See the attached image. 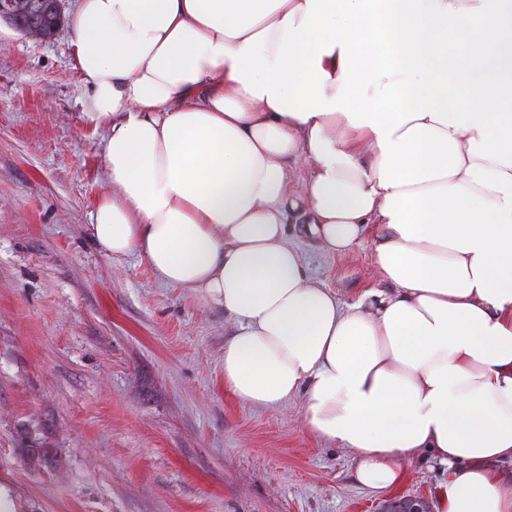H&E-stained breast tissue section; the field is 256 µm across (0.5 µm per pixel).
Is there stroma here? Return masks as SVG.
I'll list each match as a JSON object with an SVG mask.
<instances>
[{"label": "stroma", "mask_w": 512, "mask_h": 512, "mask_svg": "<svg viewBox=\"0 0 512 512\" xmlns=\"http://www.w3.org/2000/svg\"><path fill=\"white\" fill-rule=\"evenodd\" d=\"M72 33L0 19V481L21 512H382L433 500L419 466L395 492L355 479L350 452L224 387L235 326L164 285L138 255L96 246L105 128ZM313 279L345 303L378 287L369 242L326 254L288 227ZM48 456H38V449Z\"/></svg>", "instance_id": "35a3bbf8"}]
</instances>
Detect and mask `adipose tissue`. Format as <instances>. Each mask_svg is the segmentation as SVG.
<instances>
[{
	"mask_svg": "<svg viewBox=\"0 0 512 512\" xmlns=\"http://www.w3.org/2000/svg\"><path fill=\"white\" fill-rule=\"evenodd\" d=\"M106 128L108 257L224 312V386L351 449L358 483L425 463L437 512H512V0H78ZM305 156L295 178L289 161ZM370 238L341 302L289 223Z\"/></svg>",
	"mask_w": 512,
	"mask_h": 512,
	"instance_id": "ef3b65f1",
	"label": "adipose tissue"
}]
</instances>
